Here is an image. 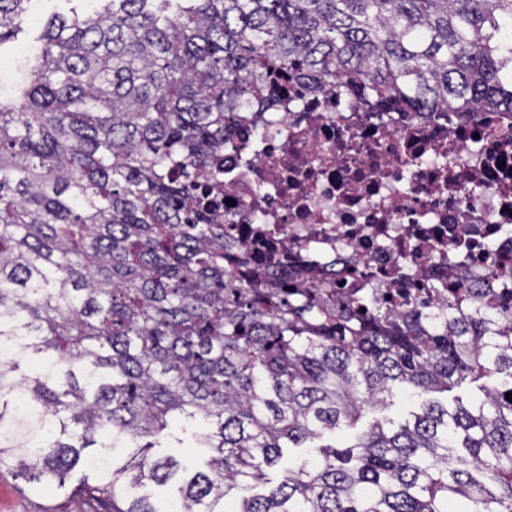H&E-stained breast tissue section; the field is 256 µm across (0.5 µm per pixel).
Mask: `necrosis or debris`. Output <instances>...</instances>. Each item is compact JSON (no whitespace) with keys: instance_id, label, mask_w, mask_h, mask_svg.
I'll list each match as a JSON object with an SVG mask.
<instances>
[{"instance_id":"obj_1","label":"necrosis or debris","mask_w":512,"mask_h":512,"mask_svg":"<svg viewBox=\"0 0 512 512\" xmlns=\"http://www.w3.org/2000/svg\"><path fill=\"white\" fill-rule=\"evenodd\" d=\"M511 126L508 112H369L288 86L273 111L237 113L224 141V236L271 242L274 271L379 287L390 306L430 285L486 287L491 265L512 264Z\"/></svg>"}]
</instances>
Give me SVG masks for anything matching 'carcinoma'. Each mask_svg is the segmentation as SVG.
Returning a JSON list of instances; mask_svg holds the SVG:
<instances>
[{
	"instance_id": "1",
	"label": "carcinoma",
	"mask_w": 512,
	"mask_h": 512,
	"mask_svg": "<svg viewBox=\"0 0 512 512\" xmlns=\"http://www.w3.org/2000/svg\"><path fill=\"white\" fill-rule=\"evenodd\" d=\"M31 0H0V55ZM0 94V466L104 512H512V275L379 305L224 239V136L283 76L373 112L512 113V0H94ZM450 408L266 471L399 390ZM196 429L204 468L154 458ZM264 486L260 494L242 492ZM481 383L482 381L470 382L467 380L461 385L448 389V393H435L431 395V397L441 401L444 404L448 403V407L454 406L457 400L467 403L481 394Z\"/></svg>"
}]
</instances>
